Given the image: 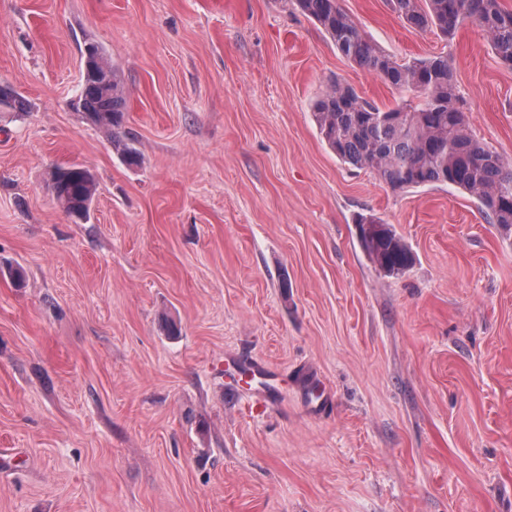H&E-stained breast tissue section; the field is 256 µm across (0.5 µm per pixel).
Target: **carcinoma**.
Segmentation results:
<instances>
[{"label":"carcinoma","mask_w":512,"mask_h":512,"mask_svg":"<svg viewBox=\"0 0 512 512\" xmlns=\"http://www.w3.org/2000/svg\"><path fill=\"white\" fill-rule=\"evenodd\" d=\"M328 34L348 61L406 94L384 110L340 79L329 83L313 104V120L327 147L344 163L372 171L393 191L452 185L464 191L491 224L512 231V166L471 131L463 110L454 69L440 54L400 63L370 40L338 5V0H297ZM408 26L436 27L452 38L466 19L487 35L492 50L512 68V10L501 0H389ZM0 104L8 112L26 110L25 99L0 86ZM124 87L117 73L102 85L96 75L83 78L79 106L92 125L112 137V149L135 165L140 152L123 129ZM51 190L70 217L86 218L83 203L94 197L92 172L71 165L54 169ZM362 247L388 275H399L413 263L411 249L382 220L359 215Z\"/></svg>","instance_id":"1"}]
</instances>
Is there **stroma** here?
<instances>
[{
    "label": "stroma",
    "instance_id": "35a3bbf8",
    "mask_svg": "<svg viewBox=\"0 0 512 512\" xmlns=\"http://www.w3.org/2000/svg\"><path fill=\"white\" fill-rule=\"evenodd\" d=\"M339 4L398 62L447 54L512 163V69L477 24ZM88 40L140 165L76 106ZM333 78L401 101L296 0H0V84L29 102L0 114V512H512V235L340 161L311 117ZM73 164L80 222L48 181ZM50 183L55 200L68 216L87 218L83 203L92 201L96 192V181L88 168L78 165L55 168ZM355 224L364 251L384 273L397 276L411 266V249L389 224L372 215H358Z\"/></svg>",
    "mask_w": 512,
    "mask_h": 512
}]
</instances>
